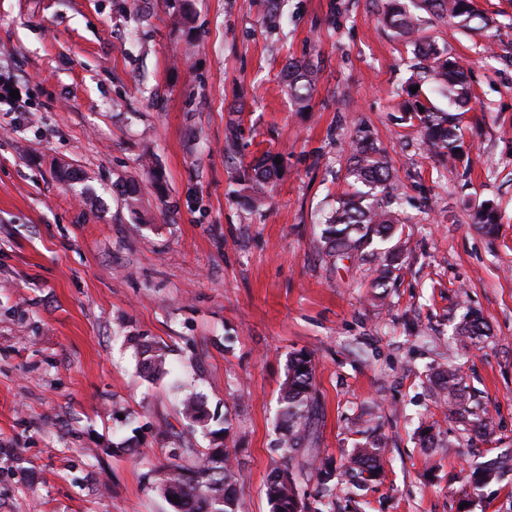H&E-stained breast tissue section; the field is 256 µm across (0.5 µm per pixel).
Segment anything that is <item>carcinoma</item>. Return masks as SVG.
Listing matches in <instances>:
<instances>
[{"instance_id": "1", "label": "carcinoma", "mask_w": 512, "mask_h": 512, "mask_svg": "<svg viewBox=\"0 0 512 512\" xmlns=\"http://www.w3.org/2000/svg\"><path fill=\"white\" fill-rule=\"evenodd\" d=\"M416 7L434 16L446 19L457 28L468 32L483 31L492 19L481 9L477 0H417ZM381 22L392 36L411 46L413 52L426 62L423 74L409 81L404 101L409 118L417 121L428 153L448 156L457 161L467 157L463 135V118L473 110L476 94L468 69L456 58L440 49L434 42L419 35L420 17L404 0H386ZM318 68L310 61H290L286 65L282 80L288 96L299 112L309 109L317 82ZM430 82L448 98L454 111L443 112L429 102L420 99L424 82ZM417 88L412 92L411 88ZM277 155L266 152L251 164L248 179L249 199L253 207L264 206L269 197L270 186L280 177L283 166L275 163ZM348 188L336 199V207L321 224L316 240L318 252L342 260L362 251L375 241L390 240L401 223L393 208L398 195L394 172L384 151L366 131L353 141L346 168ZM471 223L486 235L497 230L498 215L494 204L486 200L474 207ZM397 270V257L387 250L383 263L375 269L372 287L385 288ZM457 305L463 314L455 335L471 344L479 345L487 336V325L480 314L459 300ZM144 370L150 374H162L166 369V349L147 346L142 351ZM429 381L434 385L439 398L448 405L449 414L463 430L483 439L490 435L487 412H478L470 406L471 396L453 364H440L432 369ZM319 399L315 385L313 360L306 354L289 358L286 377L281 387L280 416L283 423L279 445L295 452L305 451L314 443L313 425L319 414ZM183 419L191 424L202 422L207 415L196 395L187 397L181 407ZM354 433L364 441L353 449L346 473L353 484L363 488L381 475V459L385 452V441L377 423L372 419L355 423ZM182 453L198 459L192 469L172 465L166 470L161 482L169 484L179 499L181 512H241L240 498L234 491L235 474L229 465L228 449L208 448L202 452L195 448H184ZM322 491L334 490L335 470L328 464L316 467ZM498 479L495 464L490 463L474 471L469 483L476 489ZM267 498L270 512H324L323 502L310 507L301 496L298 481L288 469L273 472L267 483Z\"/></svg>"}]
</instances>
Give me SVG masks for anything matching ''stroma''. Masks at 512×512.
Returning a JSON list of instances; mask_svg holds the SVG:
<instances>
[{
    "label": "stroma",
    "instance_id": "1",
    "mask_svg": "<svg viewBox=\"0 0 512 512\" xmlns=\"http://www.w3.org/2000/svg\"><path fill=\"white\" fill-rule=\"evenodd\" d=\"M478 2L494 23L477 35L422 16L478 96L468 162L443 164L400 107L419 61L381 23L384 0H284L275 17L261 0H0V82L22 105L0 106V512H173L159 475L220 428L242 512H269L284 466L316 493L311 465L277 445L299 352L320 459L347 463L359 416L387 438L384 479L341 478L329 512H512V471L467 480L512 455V0ZM292 59L320 65L304 113L280 83ZM362 127L401 197L402 265L380 299L378 245L337 266L314 248ZM266 151L283 172L258 210L239 180ZM487 199L491 238L469 217ZM461 296L489 326L480 347L453 334ZM155 343L168 372L152 379L138 350ZM445 351L488 441L429 389ZM190 394L207 427H186Z\"/></svg>",
    "mask_w": 512,
    "mask_h": 512
}]
</instances>
